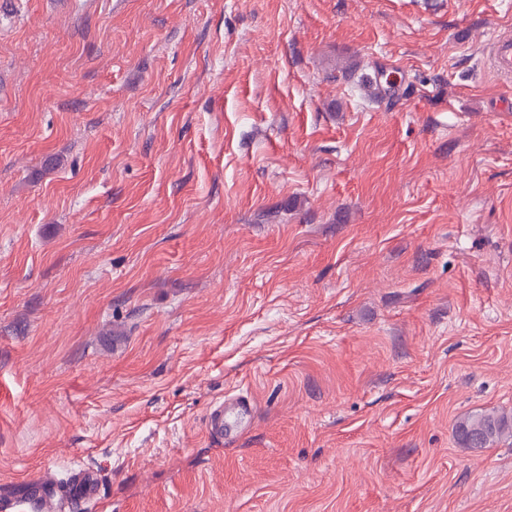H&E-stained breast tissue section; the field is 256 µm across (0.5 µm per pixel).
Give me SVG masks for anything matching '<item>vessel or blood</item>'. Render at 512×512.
Returning a JSON list of instances; mask_svg holds the SVG:
<instances>
[{
  "instance_id": "vessel-or-blood-1",
  "label": "vessel or blood",
  "mask_w": 512,
  "mask_h": 512,
  "mask_svg": "<svg viewBox=\"0 0 512 512\" xmlns=\"http://www.w3.org/2000/svg\"><path fill=\"white\" fill-rule=\"evenodd\" d=\"M488 58L494 72L502 78H512V37H499L488 48ZM253 404L250 397L235 396L215 405L209 412L205 428L209 436L231 444L236 440L234 425L250 419ZM98 478L94 470H77L66 484L38 478L27 481L21 493L0 495V512H59L61 500L87 501L94 499Z\"/></svg>"
}]
</instances>
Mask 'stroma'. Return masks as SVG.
Here are the masks:
<instances>
[{
  "mask_svg": "<svg viewBox=\"0 0 512 512\" xmlns=\"http://www.w3.org/2000/svg\"><path fill=\"white\" fill-rule=\"evenodd\" d=\"M504 34L512 0H0V492L512 512V439L455 436L512 412ZM488 58L494 72L502 78H512V37L495 38L488 48ZM253 404L248 396H235L215 405L206 419V432L213 438L223 439L224 444L236 441L234 425L252 417ZM463 449L479 451L503 437H512V417L501 413L472 414L457 425ZM25 488L16 495H0L1 512H59L62 497L87 501L96 496L98 478L94 470L80 468L65 485L38 478L24 482Z\"/></svg>",
  "mask_w": 512,
  "mask_h": 512,
  "instance_id": "obj_1",
  "label": "stroma"
}]
</instances>
